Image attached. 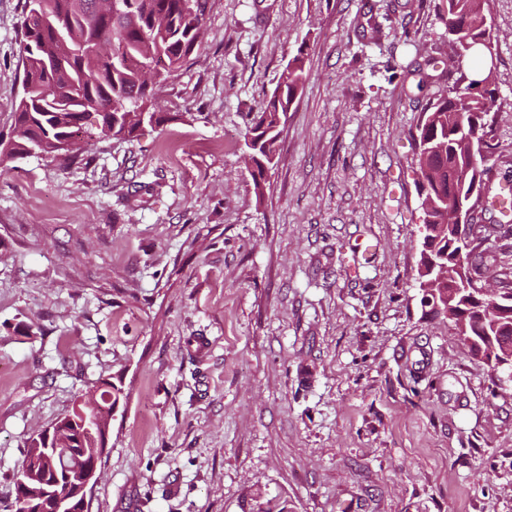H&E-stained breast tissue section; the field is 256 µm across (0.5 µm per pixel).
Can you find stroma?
<instances>
[{
    "label": "stroma",
    "mask_w": 512,
    "mask_h": 512,
    "mask_svg": "<svg viewBox=\"0 0 512 512\" xmlns=\"http://www.w3.org/2000/svg\"><path fill=\"white\" fill-rule=\"evenodd\" d=\"M439 0H209L164 123L0 163V512L26 439L106 379L91 512H512V384L420 286L416 138L462 71ZM25 0H0V140ZM486 163L512 185V0ZM306 79L256 197L249 112ZM38 334L24 335L25 326ZM251 512H288V502L277 496L269 497L266 493L257 489L251 495Z\"/></svg>",
    "instance_id": "stroma-1"
}]
</instances>
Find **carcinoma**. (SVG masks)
Masks as SVG:
<instances>
[{"label": "carcinoma", "instance_id": "1", "mask_svg": "<svg viewBox=\"0 0 512 512\" xmlns=\"http://www.w3.org/2000/svg\"><path fill=\"white\" fill-rule=\"evenodd\" d=\"M207 0H121L109 16L96 12L97 0H39L38 10L24 6L21 24L22 92L15 105L12 137L0 154L24 158L42 152L56 156L54 142L68 136L71 127H84L89 138L136 136L144 124L164 121L156 111L154 94L143 91L139 68L121 67L103 58L98 43L114 37L122 53L132 59L161 64L157 81L175 76L201 42ZM489 0H440L438 16L448 33V44L464 43L487 32ZM304 48L282 72L277 88L261 105L246 129L252 156L250 176L262 194L266 173L278 147L282 116L305 80ZM465 76L448 95L430 103L419 128V186L429 200L423 211L426 248L420 253V277L430 279L431 263L450 265L448 276L432 289L439 312L465 320L470 351L493 371H512L490 359L512 352V313L491 319L481 316L484 298L454 287L456 266L464 263L492 272L497 257L487 252L458 254L456 225L448 210L466 196L476 177L483 176L487 156L473 149L474 126L488 135V117L495 101L493 77L486 73L484 90L467 94ZM512 198L489 189L487 210L509 207ZM251 512H288V501L261 490L252 494Z\"/></svg>", "mask_w": 512, "mask_h": 512}]
</instances>
